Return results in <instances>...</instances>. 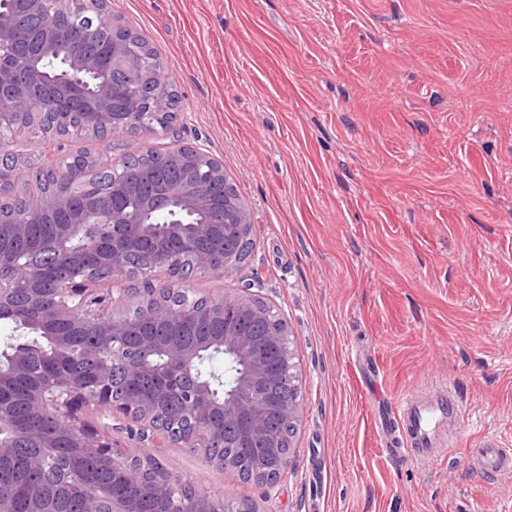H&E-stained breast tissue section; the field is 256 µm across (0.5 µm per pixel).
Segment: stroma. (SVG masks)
I'll return each instance as SVG.
<instances>
[{
  "instance_id": "stroma-1",
  "label": "stroma",
  "mask_w": 512,
  "mask_h": 512,
  "mask_svg": "<svg viewBox=\"0 0 512 512\" xmlns=\"http://www.w3.org/2000/svg\"><path fill=\"white\" fill-rule=\"evenodd\" d=\"M144 37L180 99L172 131L56 143L25 134L18 169L63 146L113 163L192 147L221 162L255 246L192 295L252 286L294 335L302 416L274 487L201 450L156 457L196 490L254 512H512V0H106ZM462 401L449 456L393 462L391 404ZM142 455V426L84 412ZM474 466L488 472L510 471L512 468V448H501L491 440H484Z\"/></svg>"
}]
</instances>
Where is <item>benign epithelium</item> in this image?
I'll list each match as a JSON object with an SVG mask.
<instances>
[{
    "instance_id": "benign-epithelium-1",
    "label": "benign epithelium",
    "mask_w": 512,
    "mask_h": 512,
    "mask_svg": "<svg viewBox=\"0 0 512 512\" xmlns=\"http://www.w3.org/2000/svg\"><path fill=\"white\" fill-rule=\"evenodd\" d=\"M33 9L43 17L41 52L44 55L68 58L76 72L98 69L101 59L92 54H78L57 32L54 15L45 9L48 0H30ZM92 32L108 47L112 59L125 62L129 76L139 71L135 55V38L116 37L117 25L96 9L88 16ZM10 27L0 21V82L18 69ZM26 82L11 94L0 96V173L14 170L13 147L16 137L31 122L28 111L34 94L41 91L42 74L36 70L25 72ZM74 94L65 88L44 100L47 115L53 125L76 131L105 130L106 136L117 137L129 130L133 119L155 115L162 109L165 98L134 90L125 98L124 111H112V85L102 84L94 93V106L88 112L68 109V100ZM167 162L187 171L183 182L166 186L149 198H143L125 209L109 205V198L117 190L85 186V205L73 203L74 193L61 187L53 194L15 210L13 224L23 228L37 222L49 211H64L71 220L60 226L56 237V261L68 264L71 251L65 248L74 228L86 224L95 216L104 234L112 237V257L98 255L95 242L84 245V250L98 256V263L76 276L66 277L52 288L55 301L53 316L71 318L76 322L91 321L112 326L114 344H123V337L132 335L126 321L128 302L135 297L142 317L146 321L175 326L184 321L194 297L182 288L180 275L183 259H189L203 272L226 276L235 269L242 247L250 241L253 231L249 215L240 220L225 222L224 255L206 250H195L189 256L169 247L173 241H185L184 228L171 224L164 234V242L153 243L148 217L159 210L175 208L186 212L207 211L211 206V187L223 177V165L205 152L194 149L172 152ZM91 274L104 276L112 288L99 297L96 306L86 300L82 285ZM210 316L224 319V336L216 350L224 353V399L217 400L209 381L195 379L192 387L182 389L177 380L170 388L177 391L182 413L189 419L191 437L189 448H260L262 452L251 456L224 457V470H247L250 480L272 486L288 468L290 447L288 431L298 427L300 397L291 394V383L296 363L292 350L293 334L288 321L279 318L271 306L257 295L242 291L233 295L207 300ZM204 345H170L168 363L175 375L197 373L201 349ZM112 365L105 364L99 373V382L92 392L58 383L37 396V406L61 419L72 434L88 439L100 447V452L111 463L116 473L131 469V458L112 450V445L100 441L94 427L83 419L82 409L93 406L119 412L152 430L151 419L158 414L155 403L143 399L117 401L111 395ZM139 478L151 491L171 495L182 488L184 480L166 469L154 455L140 457ZM191 512H254L242 503L212 495H198L193 499Z\"/></svg>"
}]
</instances>
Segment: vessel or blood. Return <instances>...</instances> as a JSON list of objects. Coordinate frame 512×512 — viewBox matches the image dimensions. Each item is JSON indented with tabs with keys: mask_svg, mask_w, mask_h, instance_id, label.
I'll return each mask as SVG.
<instances>
[{
	"mask_svg": "<svg viewBox=\"0 0 512 512\" xmlns=\"http://www.w3.org/2000/svg\"><path fill=\"white\" fill-rule=\"evenodd\" d=\"M461 405L457 398L444 390L416 391L395 408L398 436L388 453L403 459L414 455L423 459L446 456L456 445ZM478 469L501 472L512 469V448L501 447L486 440L475 460Z\"/></svg>",
	"mask_w": 512,
	"mask_h": 512,
	"instance_id": "vessel-or-blood-1",
	"label": "vessel or blood"
}]
</instances>
